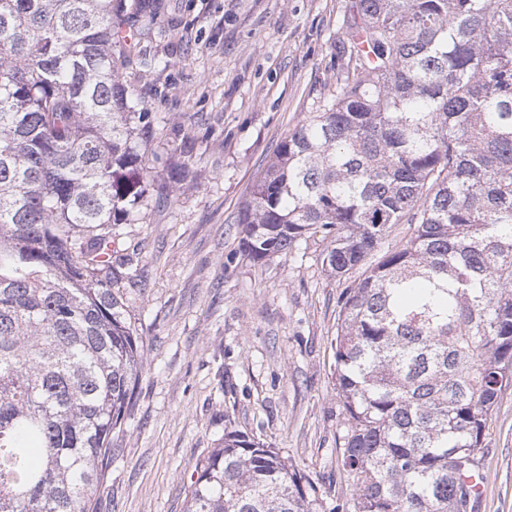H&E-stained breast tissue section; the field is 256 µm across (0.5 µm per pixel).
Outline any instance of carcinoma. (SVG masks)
Instances as JSON below:
<instances>
[{"instance_id": "cac0c4a2", "label": "carcinoma", "mask_w": 512, "mask_h": 512, "mask_svg": "<svg viewBox=\"0 0 512 512\" xmlns=\"http://www.w3.org/2000/svg\"><path fill=\"white\" fill-rule=\"evenodd\" d=\"M126 0H0V512H95L146 365L112 227L156 184L112 47ZM336 93L281 141L240 223L259 263L309 230L366 263L334 344L348 512H471L512 386V0H352ZM183 512H319L312 480L239 431Z\"/></svg>"}]
</instances>
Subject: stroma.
I'll list each match as a JSON object with an SVG mask.
<instances>
[{
    "instance_id": "obj_1",
    "label": "stroma",
    "mask_w": 512,
    "mask_h": 512,
    "mask_svg": "<svg viewBox=\"0 0 512 512\" xmlns=\"http://www.w3.org/2000/svg\"><path fill=\"white\" fill-rule=\"evenodd\" d=\"M348 0H157L123 80L150 113L160 180L117 232L118 286L149 341L134 403L112 434L97 512H183L199 459L238 430L279 448L321 494L351 498L331 341L364 270L329 275L323 230L254 264L239 217L256 179L342 75ZM472 512H512V388L489 423Z\"/></svg>"
}]
</instances>
